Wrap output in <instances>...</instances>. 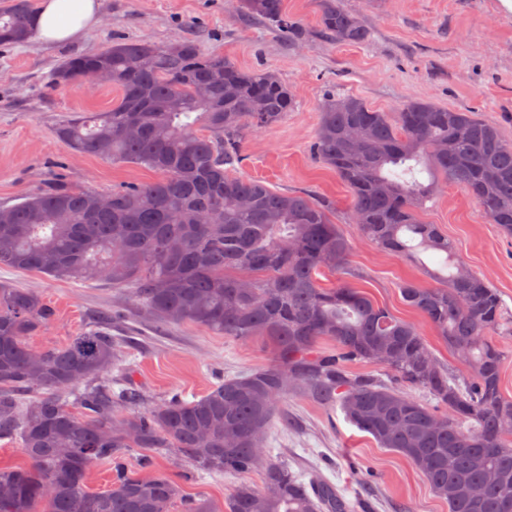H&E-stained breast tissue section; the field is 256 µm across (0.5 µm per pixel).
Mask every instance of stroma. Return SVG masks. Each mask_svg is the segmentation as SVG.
<instances>
[{
	"label": "stroma",
	"instance_id": "1",
	"mask_svg": "<svg viewBox=\"0 0 512 512\" xmlns=\"http://www.w3.org/2000/svg\"><path fill=\"white\" fill-rule=\"evenodd\" d=\"M370 30L362 45L339 44L320 31L319 0H284L299 25V42L282 41L266 24L241 23L239 0H99V23L57 44L36 39L0 47V207L10 206L56 179L99 193L147 183L145 167L78 154L54 133L74 112H104L120 100L118 87L95 90L54 83L50 73L65 58L98 50L114 38L158 44L196 40L204 51L224 55L244 69L274 72L295 96L296 106L279 123L251 134L238 173L276 192L305 191L328 199L331 219L351 244V283L396 317L419 328L438 360L455 374L462 364L400 293L405 282L428 285L423 267L442 268L443 258L423 254L422 264L390 256L350 224L352 198L335 170L310 152L328 91L362 99L392 112L408 100L467 109L497 123L512 142V14L498 0H341ZM439 225L467 267L496 288L506 322L495 343L503 359V391L512 397V236L492 224L459 186H443L420 213ZM29 288L54 311L29 345L36 350L67 344L99 312L122 307L124 321L112 330L122 339L124 376L141 394L142 408L178 395L191 401L221 379L267 366L272 355L258 340L241 341L185 322L156 330L151 318L125 291L84 285L38 272L0 267V282ZM265 452L290 469L319 475L336 487L350 512H448L405 457L379 447L348 423L341 410L313 403L302 391L288 396L287 417H274ZM154 472L166 475L183 497L224 501L241 482L261 487V469L244 475L196 471L167 454L153 456Z\"/></svg>",
	"mask_w": 512,
	"mask_h": 512
}]
</instances>
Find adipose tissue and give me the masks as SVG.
Segmentation results:
<instances>
[{"label":"adipose tissue","instance_id":"1","mask_svg":"<svg viewBox=\"0 0 512 512\" xmlns=\"http://www.w3.org/2000/svg\"><path fill=\"white\" fill-rule=\"evenodd\" d=\"M98 19L97 0H41L34 28L40 40L54 44L75 38Z\"/></svg>","mask_w":512,"mask_h":512}]
</instances>
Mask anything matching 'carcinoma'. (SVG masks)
Returning a JSON list of instances; mask_svg holds the SVG:
<instances>
[{
    "label": "carcinoma",
    "mask_w": 512,
    "mask_h": 512,
    "mask_svg": "<svg viewBox=\"0 0 512 512\" xmlns=\"http://www.w3.org/2000/svg\"><path fill=\"white\" fill-rule=\"evenodd\" d=\"M321 26L338 43H365L369 32L339 0H320ZM239 18L263 21L282 39L299 40L282 0H240ZM30 0L0 9V46L26 42ZM112 73L121 100L93 120L72 115L56 136L80 154L147 167L155 182L100 193L56 180L0 207V266L54 278L126 288L159 326L191 322L235 338H260L272 363L223 379L193 401L173 398L144 413H123L138 393L112 379L120 309L102 313L63 347L34 350L26 339L54 317L29 288L0 283V440L22 448L27 464L0 467V512H173L179 494L160 474L125 473L134 448L172 451L199 471L246 474L262 468L259 489L239 484L224 504L181 501L182 512H347L331 485H308L263 451L267 430L288 392L340 408L382 448L406 457L448 512H512V398L502 390L503 355L491 335L503 323L496 289L456 258L455 244L419 212L435 187H462L490 223L512 234V145L498 127L467 110L424 100L396 112L375 110L338 92L324 99L311 152L336 170L352 196L351 223L382 251L445 254L448 274L426 270L434 285L400 286L465 366L448 373L419 329L395 318L343 279L325 287L317 274H343L350 243L329 217L330 203L305 192L279 193L236 174L248 132L279 123L294 109L288 86L265 69L243 70L193 40L176 49L120 40L69 57L53 80L87 85L96 68ZM136 125V137L124 128ZM334 345L316 350L320 341ZM390 370L426 403L348 366ZM37 393L23 401L24 393ZM80 409L85 417L74 410ZM440 418V428L432 420ZM114 465L106 491L89 488L97 462ZM493 470L499 482L473 501L448 496Z\"/></svg>",
    "instance_id": "carcinoma-1"
}]
</instances>
